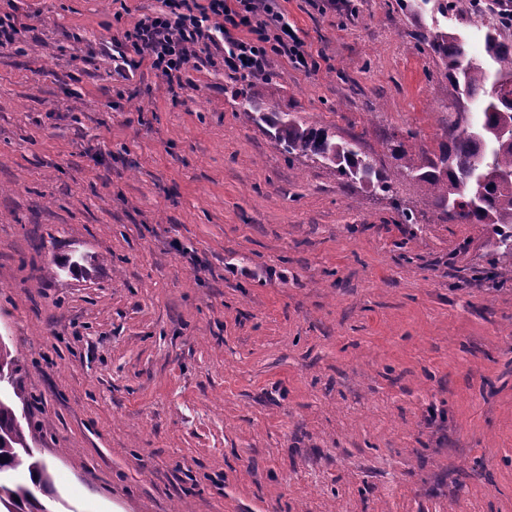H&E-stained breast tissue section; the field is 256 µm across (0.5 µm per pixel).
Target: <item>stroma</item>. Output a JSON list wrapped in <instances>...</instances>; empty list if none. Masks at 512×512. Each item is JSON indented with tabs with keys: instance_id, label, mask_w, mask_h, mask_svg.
<instances>
[{
	"instance_id": "1",
	"label": "stroma",
	"mask_w": 512,
	"mask_h": 512,
	"mask_svg": "<svg viewBox=\"0 0 512 512\" xmlns=\"http://www.w3.org/2000/svg\"><path fill=\"white\" fill-rule=\"evenodd\" d=\"M15 5L39 21L0 51V340L53 512H512V278L386 148L454 117L423 37L478 55L490 20L283 0L317 70L193 63L175 93L86 55L161 0ZM246 96L359 137L392 197L288 157Z\"/></svg>"
}]
</instances>
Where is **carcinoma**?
<instances>
[{
	"label": "carcinoma",
	"mask_w": 512,
	"mask_h": 512,
	"mask_svg": "<svg viewBox=\"0 0 512 512\" xmlns=\"http://www.w3.org/2000/svg\"><path fill=\"white\" fill-rule=\"evenodd\" d=\"M443 65L451 87L455 119L448 140L438 151L413 152L404 142L389 140L400 175L413 180L431 198L446 221L485 224L498 237L488 254L487 273L495 278L512 273V44L487 30L483 53L470 54L455 34L439 31L424 38ZM481 101L473 113L465 103ZM242 111L273 129L272 138L289 157H309L336 170L342 182L367 193L392 192L376 159L361 149L358 139L346 140L325 128L310 126L275 106L248 97ZM15 358L0 341V512H52L36 491L52 492L50 475L34 455L39 430L17 418L13 398L25 400L15 381ZM25 469L31 484L16 483L11 473Z\"/></svg>",
	"instance_id": "obj_1"
}]
</instances>
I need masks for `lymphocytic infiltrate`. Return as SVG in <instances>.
I'll list each match as a JSON object with an SVG mask.
<instances>
[{"label": "lymphocytic infiltrate", "mask_w": 512, "mask_h": 512, "mask_svg": "<svg viewBox=\"0 0 512 512\" xmlns=\"http://www.w3.org/2000/svg\"><path fill=\"white\" fill-rule=\"evenodd\" d=\"M163 7L140 18L114 40L119 72L149 67L166 84L179 85L194 60L221 61L236 78L265 74L271 57L312 71L318 62L287 27L272 0H162Z\"/></svg>", "instance_id": "lymphocytic-infiltrate-1"}]
</instances>
